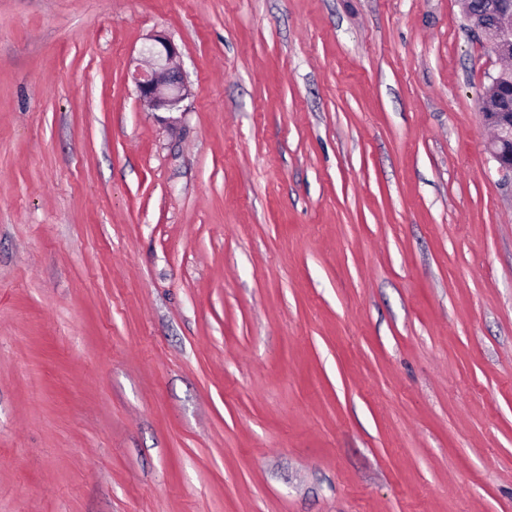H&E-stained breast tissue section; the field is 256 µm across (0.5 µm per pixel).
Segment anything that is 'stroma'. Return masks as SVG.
<instances>
[{"label": "stroma", "mask_w": 512, "mask_h": 512, "mask_svg": "<svg viewBox=\"0 0 512 512\" xmlns=\"http://www.w3.org/2000/svg\"><path fill=\"white\" fill-rule=\"evenodd\" d=\"M499 67L461 0H0V512H512ZM153 44L147 54L151 58L148 68L137 66L133 74L140 100L154 112H175L191 95L192 90L183 72L172 66L178 56L176 44L165 34L151 36ZM510 90L512 92V71L501 68L490 76L485 88L484 95L488 99L482 114L488 125L496 128V134L489 143V153L500 172L512 174V113L501 109V100L507 98ZM492 108L505 112H488Z\"/></svg>", "instance_id": "obj_1"}]
</instances>
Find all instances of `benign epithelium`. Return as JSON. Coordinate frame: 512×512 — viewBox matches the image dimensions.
Here are the masks:
<instances>
[{
	"label": "benign epithelium",
	"instance_id": "obj_1",
	"mask_svg": "<svg viewBox=\"0 0 512 512\" xmlns=\"http://www.w3.org/2000/svg\"><path fill=\"white\" fill-rule=\"evenodd\" d=\"M464 15L470 26L486 39L494 55L512 59V0H488L483 9L474 7L472 0H463ZM147 54L151 65L136 67L133 80L140 100L154 112H175L191 95L192 90L183 72L173 66L178 56L176 44L165 34L152 36ZM512 91V72L499 70L490 76L484 95L485 121L495 126L496 134L489 143V153L499 171L512 173V113L501 111V100Z\"/></svg>",
	"mask_w": 512,
	"mask_h": 512
}]
</instances>
